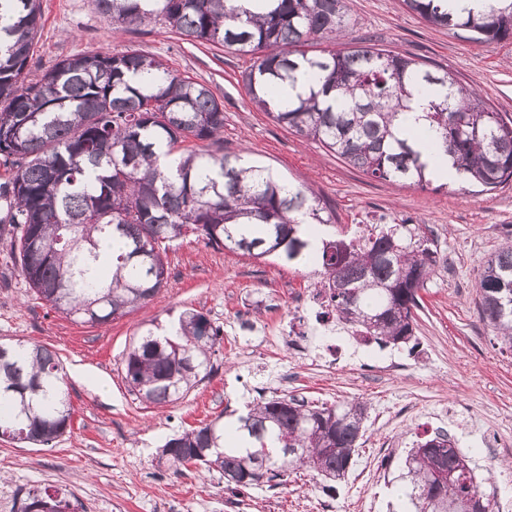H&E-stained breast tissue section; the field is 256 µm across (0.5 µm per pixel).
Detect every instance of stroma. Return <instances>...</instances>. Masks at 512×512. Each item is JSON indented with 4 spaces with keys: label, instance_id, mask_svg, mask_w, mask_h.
Segmentation results:
<instances>
[{
    "label": "stroma",
    "instance_id": "35a3bbf8",
    "mask_svg": "<svg viewBox=\"0 0 512 512\" xmlns=\"http://www.w3.org/2000/svg\"><path fill=\"white\" fill-rule=\"evenodd\" d=\"M41 29L26 71L33 79L57 60L85 52L137 50L174 74L207 84L224 105L221 152L260 162L319 198L349 237L361 224H424L441 256L418 292L416 352L359 344L345 329L311 336L295 352L278 328L307 329L318 280L313 270L280 265L188 237L167 253L165 286L144 307L90 326L36 299L0 240V338L54 351L74 408L69 431L49 447L0 437V512H18L29 491L67 489L80 512H398L403 461L417 441L448 432L469 460L497 512H512V350L502 348L478 312V273L512 236V183L489 194L432 180L420 188L377 181L336 154L277 124L242 82L253 58L187 40L161 23L112 24L92 0H41ZM346 42L377 45L450 72L482 93L491 111L512 119V39L491 45L466 31L427 24L400 0H346ZM196 309L220 325L213 370L184 399L148 405L130 391L121 360L134 333L153 319ZM296 396L369 406L365 433L337 494L313 472H289L279 486L228 488L222 473L169 468L163 445L241 410L259 397Z\"/></svg>",
    "mask_w": 512,
    "mask_h": 512
}]
</instances>
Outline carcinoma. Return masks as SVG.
<instances>
[{
    "label": "carcinoma",
    "mask_w": 512,
    "mask_h": 512,
    "mask_svg": "<svg viewBox=\"0 0 512 512\" xmlns=\"http://www.w3.org/2000/svg\"><path fill=\"white\" fill-rule=\"evenodd\" d=\"M238 0H93L108 22H160L189 40L221 44L255 61L243 83L252 102L276 123L375 180L420 186L427 164L401 131L414 94H432L426 119L442 142L461 189L493 192L512 181V119L490 111L482 95L446 71L376 45L325 48L310 55L313 37L339 40L348 21L345 0H269L251 14ZM433 26L453 27L493 44L512 38V0H482L481 10L448 13V0H401ZM40 0H0V157L16 168L0 185L9 199L14 264L37 299L84 324L100 326L144 306L164 287L173 242L194 237L216 250L307 264L309 241L298 224L331 226L316 198L241 156L180 151L187 140L214 141L224 132V105L206 86L173 74L138 51L73 55L25 80L40 27ZM308 93L275 100L269 92ZM177 160L159 165L158 152ZM326 298L324 317L381 346L414 336L418 291L439 266L437 248L421 224H378L367 234L338 238L325 231L312 259ZM480 312L512 348V242L479 272ZM223 329L204 314L181 311L169 329L141 331L121 360L130 389L146 404L183 399L211 358ZM367 404L330 407L292 396L261 399L236 417L245 448L224 444L214 420L169 439L172 465L217 469L227 486L284 480L305 467L344 481L350 454L364 434ZM73 408L60 363L42 345L0 342V436L49 446L66 433ZM429 451L410 449L403 512H448L473 501L494 512L469 460L444 432ZM20 512H78L63 488L28 493Z\"/></svg>",
    "instance_id": "obj_1"
}]
</instances>
